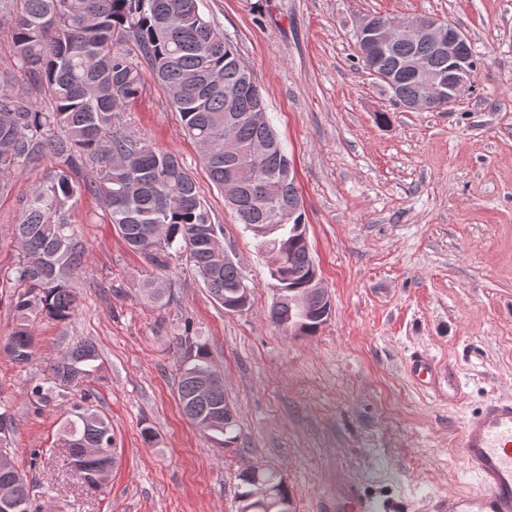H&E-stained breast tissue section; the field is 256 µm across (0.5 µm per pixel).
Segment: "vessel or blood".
Masks as SVG:
<instances>
[{
    "mask_svg": "<svg viewBox=\"0 0 512 512\" xmlns=\"http://www.w3.org/2000/svg\"><path fill=\"white\" fill-rule=\"evenodd\" d=\"M467 468L477 477L474 492L434 499L433 512H512V398L484 405L467 419L460 443ZM326 512H378L357 484H347L325 502Z\"/></svg>",
    "mask_w": 512,
    "mask_h": 512,
    "instance_id": "obj_1",
    "label": "vessel or blood"
}]
</instances>
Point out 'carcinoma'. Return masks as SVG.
<instances>
[{
  "instance_id": "obj_1",
  "label": "carcinoma",
  "mask_w": 512,
  "mask_h": 512,
  "mask_svg": "<svg viewBox=\"0 0 512 512\" xmlns=\"http://www.w3.org/2000/svg\"><path fill=\"white\" fill-rule=\"evenodd\" d=\"M3 25L11 33L12 55L6 67L0 66V191L15 173L42 159L50 163L14 228L23 254L14 269L17 326L3 345L7 356L29 363L34 353L30 322L63 323L76 310L73 283L85 272L86 248L69 210L84 193L102 202L125 243L154 271L143 283L153 302L165 298L159 275L174 255L190 263L218 303L235 297L243 276L238 264L215 256L221 228L195 179L172 153L116 126L117 112L142 97L148 68L179 112L184 135L206 146L202 161L216 188L226 196L233 192L237 162L259 179L270 175L273 161L251 153L255 129L249 118L267 109L265 98L254 84L249 93L227 99L226 89L245 80L247 71L232 41L200 9V0H0ZM415 55L428 58L436 70H448V56L428 44L402 40L374 62H359L367 71L388 72ZM398 93L433 110H448L447 101L431 98L410 75L402 76ZM229 123L241 149L236 162L224 156ZM283 209L295 215L281 225L277 214ZM234 210L246 229L265 228L264 234H253L259 252L280 253L281 266L270 271L277 285L302 288L317 274L294 181L279 180L271 199H244ZM324 315L331 316V302L317 294L305 313L287 297L274 302L270 312L283 333L291 326L302 336L316 333ZM180 346L177 391L184 414L192 422L201 415L217 420L218 427L202 433L226 446L235 443L237 422L224 427L230 405L223 380L201 393L204 381L218 375L207 344L186 336ZM99 359L92 342L69 344L51 361L46 382L30 387L45 405L68 399L62 425L66 461L78 466L82 483L92 490L101 489L94 482L97 469L116 459L112 424L87 404L82 389L98 372ZM258 477L278 482L276 472L248 465L238 473L235 498L249 496ZM2 487L13 512H37L33 485L16 468H0Z\"/></svg>"
}]
</instances>
